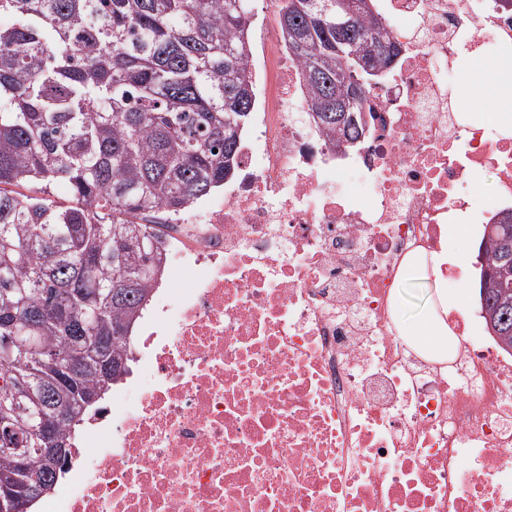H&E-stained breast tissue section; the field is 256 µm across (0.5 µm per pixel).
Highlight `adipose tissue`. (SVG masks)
Listing matches in <instances>:
<instances>
[{"instance_id": "obj_1", "label": "adipose tissue", "mask_w": 512, "mask_h": 512, "mask_svg": "<svg viewBox=\"0 0 512 512\" xmlns=\"http://www.w3.org/2000/svg\"><path fill=\"white\" fill-rule=\"evenodd\" d=\"M512 88V66L495 60L479 63L461 89L464 98L487 103L500 101L505 88ZM447 253H432L411 259L404 273L405 282H433L430 300L419 313L407 334L415 350L425 358H447L453 330L450 327L448 309L463 303L462 296L448 292V280L444 267Z\"/></svg>"}]
</instances>
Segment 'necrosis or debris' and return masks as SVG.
Returning <instances> with one entry per match:
<instances>
[{
	"mask_svg": "<svg viewBox=\"0 0 512 512\" xmlns=\"http://www.w3.org/2000/svg\"><path fill=\"white\" fill-rule=\"evenodd\" d=\"M376 3L401 61L344 156L300 113L278 28L255 32L275 85L239 173L152 211L165 281L32 512H512V353L460 319L453 361L423 360L393 301L445 224L512 211V136L458 104L466 57L512 49V0Z\"/></svg>",
	"mask_w": 512,
	"mask_h": 512,
	"instance_id": "1",
	"label": "necrosis or debris"
}]
</instances>
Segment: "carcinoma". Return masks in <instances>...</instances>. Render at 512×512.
<instances>
[{
    "label": "carcinoma",
    "mask_w": 512,
    "mask_h": 512,
    "mask_svg": "<svg viewBox=\"0 0 512 512\" xmlns=\"http://www.w3.org/2000/svg\"><path fill=\"white\" fill-rule=\"evenodd\" d=\"M332 0H285L276 16L296 55L315 130L347 153L366 134L368 87L399 55L375 0H346L339 27ZM0 499L47 489L20 484V470L51 482L70 454V434L128 370L132 328L164 273L158 225L145 211L176 215L234 176L256 102L246 0H0ZM352 118L336 120L353 84ZM65 183L59 203L50 186ZM478 302L498 345L512 349V211L483 234ZM81 289L100 295L71 299ZM112 340L101 349L99 342ZM73 357L80 377L64 378ZM112 363V376L100 364ZM70 415L57 418L55 405ZM65 454L48 458L39 433Z\"/></svg>",
    "instance_id": "carcinoma-1"
}]
</instances>
